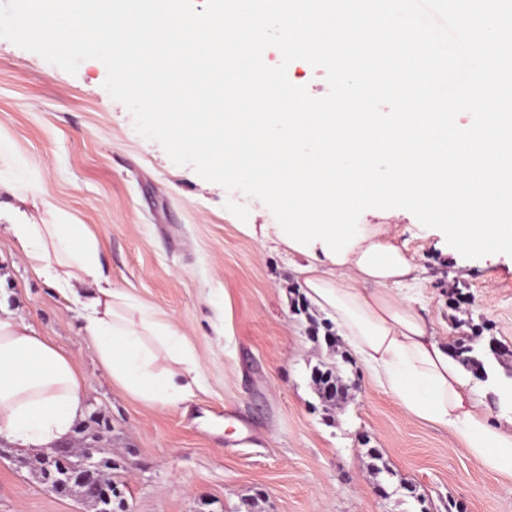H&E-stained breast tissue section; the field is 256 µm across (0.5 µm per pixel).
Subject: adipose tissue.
<instances>
[{"instance_id": "1", "label": "adipose tissue", "mask_w": 512, "mask_h": 512, "mask_svg": "<svg viewBox=\"0 0 512 512\" xmlns=\"http://www.w3.org/2000/svg\"><path fill=\"white\" fill-rule=\"evenodd\" d=\"M11 231L36 276L63 291L87 286L79 312L114 383L153 404L173 405L192 395L201 368L185 337L112 286L97 241L81 225L26 221ZM363 234L344 263L317 247L297 265L306 298L335 321L355 357L408 418L448 431L481 468L512 475V416L491 420L447 347L395 292L413 266L393 243L390 225L368 224ZM163 354L171 365L160 370L156 363ZM84 394L72 358L31 324L0 313V437L27 448L67 439Z\"/></svg>"}]
</instances>
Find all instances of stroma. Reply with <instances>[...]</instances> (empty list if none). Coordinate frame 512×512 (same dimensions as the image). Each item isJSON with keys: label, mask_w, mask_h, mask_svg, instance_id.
I'll list each match as a JSON object with an SVG mask.
<instances>
[{"label": "stroma", "mask_w": 512, "mask_h": 512, "mask_svg": "<svg viewBox=\"0 0 512 512\" xmlns=\"http://www.w3.org/2000/svg\"><path fill=\"white\" fill-rule=\"evenodd\" d=\"M90 59L76 74L0 39V302L73 358L86 387L79 422L129 459L130 512H512V477L477 466L448 432L406 417L359 361L328 343L326 317L301 297L285 248L243 230L275 218L259 200L175 165L140 136ZM87 225L113 285L187 336L202 383L176 406L146 404L113 383L73 304L36 278L7 231L33 208ZM361 222L397 225L421 271L402 293L436 338L481 334L512 349V256L467 259L403 209ZM360 387L321 403L317 360ZM379 449L383 468L368 449ZM28 450L0 437V512H94L44 489L19 466Z\"/></svg>", "instance_id": "stroma-1"}]
</instances>
